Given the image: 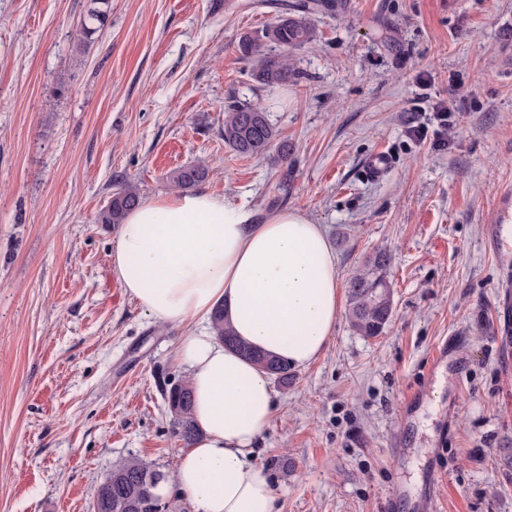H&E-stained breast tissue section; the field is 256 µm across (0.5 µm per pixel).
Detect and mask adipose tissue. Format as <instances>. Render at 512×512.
Listing matches in <instances>:
<instances>
[{
    "instance_id": "adipose-tissue-1",
    "label": "adipose tissue",
    "mask_w": 512,
    "mask_h": 512,
    "mask_svg": "<svg viewBox=\"0 0 512 512\" xmlns=\"http://www.w3.org/2000/svg\"><path fill=\"white\" fill-rule=\"evenodd\" d=\"M126 292L155 320L185 327L175 360L188 375L199 437L178 457L176 489L194 512H273L252 460L271 426L269 375L216 336V307L240 341L296 369L336 330L340 283L325 230L301 209L253 221L224 198L159 194L129 211L115 249Z\"/></svg>"
}]
</instances>
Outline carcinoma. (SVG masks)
Segmentation results:
<instances>
[{
    "label": "carcinoma",
    "mask_w": 512,
    "mask_h": 512,
    "mask_svg": "<svg viewBox=\"0 0 512 512\" xmlns=\"http://www.w3.org/2000/svg\"><path fill=\"white\" fill-rule=\"evenodd\" d=\"M93 6L82 24L83 37L94 34L108 18L109 0H92ZM323 0H307L301 10L294 14L275 18L264 31L262 39L246 35L240 38V52L251 57L254 65L251 76L261 88H277L288 84L293 77V69L286 52L304 47L313 41L315 30L309 14L322 7ZM273 44L285 51L277 57L264 50L265 43ZM224 144L243 156H260L271 148L286 160L292 145L280 139L271 124L267 112L248 103H240L229 108L224 114ZM209 168L201 163L180 167L170 174L174 187L187 190L204 182ZM138 187L128 181L119 186L108 204L99 212L97 223L121 224L126 214L140 203ZM390 258L378 252L357 268L350 279L348 288L347 314L351 327L364 337L375 338L384 332L393 314L392 292L388 281ZM215 334L226 344L235 348L241 355L253 361L259 368L276 379L288 380L291 367L287 362L266 356L240 342L231 328L224 323L223 308L218 307L212 317ZM172 415V428L186 443H192L198 430L192 413V393L188 382L172 386L166 395ZM165 475L152 463L132 456L112 469L100 484L93 512H161V488Z\"/></svg>",
    "instance_id": "cac0c4a2"
}]
</instances>
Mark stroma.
<instances>
[{"label":"stroma","instance_id":"1","mask_svg":"<svg viewBox=\"0 0 512 512\" xmlns=\"http://www.w3.org/2000/svg\"><path fill=\"white\" fill-rule=\"evenodd\" d=\"M296 2L110 0L84 43L90 0H0V512H92L133 455L173 474L185 443L164 391L186 377L183 330L126 293L119 230L96 217L115 182L146 199L197 163L201 190L254 219L322 224L341 289L392 255L383 334L339 315L324 353L272 384L253 460L277 512H512V358L484 246L512 189V0H330L293 81L258 88L238 41ZM239 102L266 108L287 161L225 146ZM448 336L459 372L426 379Z\"/></svg>","mask_w":512,"mask_h":512}]
</instances>
